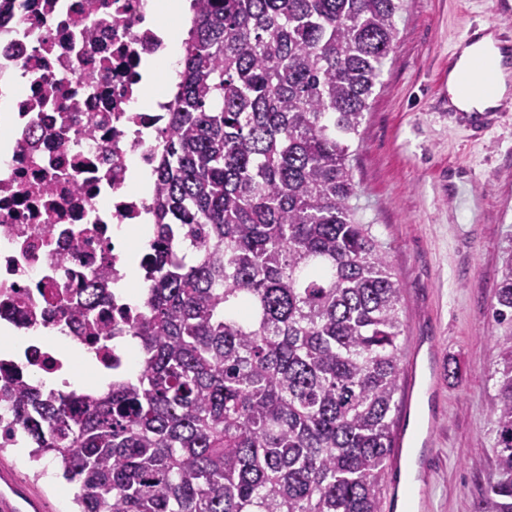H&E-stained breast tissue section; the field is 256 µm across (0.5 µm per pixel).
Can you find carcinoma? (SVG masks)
Instances as JSON below:
<instances>
[{"label":"carcinoma","mask_w":512,"mask_h":512,"mask_svg":"<svg viewBox=\"0 0 512 512\" xmlns=\"http://www.w3.org/2000/svg\"><path fill=\"white\" fill-rule=\"evenodd\" d=\"M405 0H195L157 169L136 375L4 397L78 512H382L402 287L357 219L354 142ZM494 477L512 512V257Z\"/></svg>","instance_id":"1"}]
</instances>
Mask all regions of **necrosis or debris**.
Returning a JSON list of instances; mask_svg holds the SVG:
<instances>
[{
    "label": "necrosis or debris",
    "mask_w": 512,
    "mask_h": 512,
    "mask_svg": "<svg viewBox=\"0 0 512 512\" xmlns=\"http://www.w3.org/2000/svg\"><path fill=\"white\" fill-rule=\"evenodd\" d=\"M152 2L13 0L0 14V75L23 77L0 132V335L28 341L0 350V388L71 371L85 389L73 364L82 353L116 382L141 362L123 340L143 307L115 286L152 270L119 233L156 222V195L134 191L135 171L156 167L175 104L145 107L157 93L140 69L164 47L145 23ZM96 279L99 302L81 312Z\"/></svg>",
    "instance_id": "necrosis-or-debris-1"
}]
</instances>
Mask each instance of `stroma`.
<instances>
[{
    "label": "stroma",
    "mask_w": 512,
    "mask_h": 512,
    "mask_svg": "<svg viewBox=\"0 0 512 512\" xmlns=\"http://www.w3.org/2000/svg\"><path fill=\"white\" fill-rule=\"evenodd\" d=\"M512 16L499 0H408L361 128L354 203L402 285V417L405 387L422 414L409 436L427 437L413 512H475L493 474L495 290L512 253V114L482 136L455 121L438 85L464 26ZM34 478L23 448L0 450L41 512H73L75 487Z\"/></svg>",
    "instance_id": "1"
}]
</instances>
